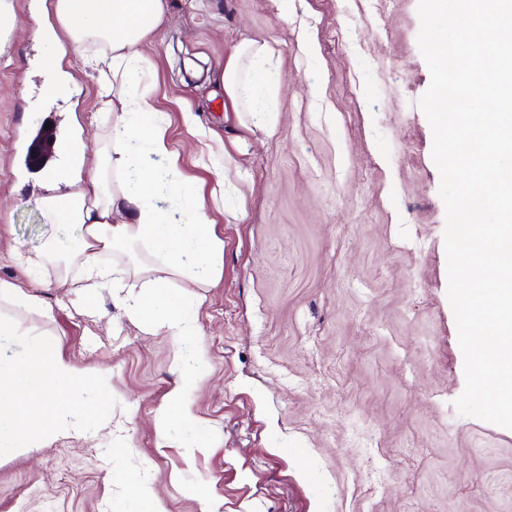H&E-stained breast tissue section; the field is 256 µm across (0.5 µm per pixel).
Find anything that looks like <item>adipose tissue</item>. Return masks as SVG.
I'll use <instances>...</instances> for the list:
<instances>
[{
    "label": "adipose tissue",
    "mask_w": 512,
    "mask_h": 512,
    "mask_svg": "<svg viewBox=\"0 0 512 512\" xmlns=\"http://www.w3.org/2000/svg\"><path fill=\"white\" fill-rule=\"evenodd\" d=\"M55 14L72 45L97 46L91 59L102 73L100 105L112 116L108 150L88 156L79 138L62 137L61 160L50 181L57 194L47 202L63 221L79 225L81 238L75 256L78 276H70L66 260H59L60 277L94 303L93 291L108 284L119 292L128 317L143 331H167L185 339L196 336L188 300L172 296L168 275L206 285L220 274L215 229L197 200L174 207L184 188L163 179L173 157L166 129L157 120L146 92L140 91L144 63L141 44L165 20L166 0H56ZM268 48L258 40L243 41L227 60L222 76L224 92L235 111L252 107L262 97L267 77L256 70ZM118 172L119 188H110L107 171ZM120 250L134 256L148 251L158 257L166 277L147 280L141 293L121 295L128 268L99 263L101 252ZM13 330L0 318V456L26 451L32 434L50 438L56 423L79 415L87 423L100 422L111 401L109 392L73 412L71 391L93 385V376L78 373L52 343L33 341L23 357L8 351Z\"/></svg>",
    "instance_id": "1"
}]
</instances>
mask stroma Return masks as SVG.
Listing matches in <instances>:
<instances>
[{
  "mask_svg": "<svg viewBox=\"0 0 512 512\" xmlns=\"http://www.w3.org/2000/svg\"><path fill=\"white\" fill-rule=\"evenodd\" d=\"M54 0H13L0 52V280L14 258L71 256L80 228L45 201L47 138L108 146L100 73L55 24ZM418 0H169L143 42L141 83L167 129L176 178L221 241L193 344L141 326L98 291L97 311L44 266L43 308L0 302L26 342L51 341L112 392L104 428L0 459V512H512V429L460 415L464 357L447 297L445 206L418 105L430 72ZM264 41L274 110L234 112L227 59ZM57 55L76 93L44 103ZM197 426L154 420L188 351Z\"/></svg>",
  "mask_w": 512,
  "mask_h": 512,
  "instance_id": "35a3bbf8",
  "label": "stroma"
}]
</instances>
